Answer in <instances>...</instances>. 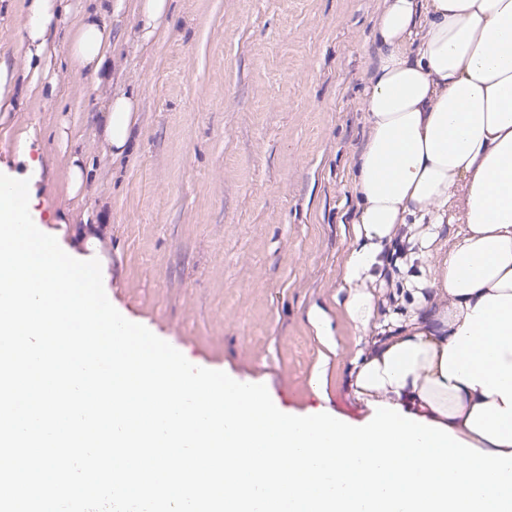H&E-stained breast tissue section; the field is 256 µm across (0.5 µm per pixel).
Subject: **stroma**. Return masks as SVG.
I'll return each instance as SVG.
<instances>
[{
  "instance_id": "obj_1",
  "label": "stroma",
  "mask_w": 512,
  "mask_h": 512,
  "mask_svg": "<svg viewBox=\"0 0 512 512\" xmlns=\"http://www.w3.org/2000/svg\"><path fill=\"white\" fill-rule=\"evenodd\" d=\"M71 4L54 94L11 95L34 138L23 148L0 129V171L28 180L39 229L66 251L97 237L109 301L193 365L264 384L287 414L365 418L348 384L358 333L340 284L381 0H170V26L148 45L127 0L109 20L113 83L101 87L68 60L83 0ZM24 22L25 0H0V58L18 66ZM116 88L137 97L142 126L122 160L101 138ZM63 122L89 166L74 203L56 139ZM317 310L332 347L309 323Z\"/></svg>"
}]
</instances>
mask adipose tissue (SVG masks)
<instances>
[{"label": "adipose tissue", "instance_id": "adipose-tissue-1", "mask_svg": "<svg viewBox=\"0 0 512 512\" xmlns=\"http://www.w3.org/2000/svg\"><path fill=\"white\" fill-rule=\"evenodd\" d=\"M26 64L0 60L5 86L53 91L56 31L68 0H28ZM105 11H83L67 50L110 76ZM377 64L364 92L368 135L353 174L356 244L345 262L346 320L359 402L451 428L512 452V0H384ZM139 103L113 93L103 114L113 158L141 128ZM452 233H444L445 225Z\"/></svg>", "mask_w": 512, "mask_h": 512}]
</instances>
